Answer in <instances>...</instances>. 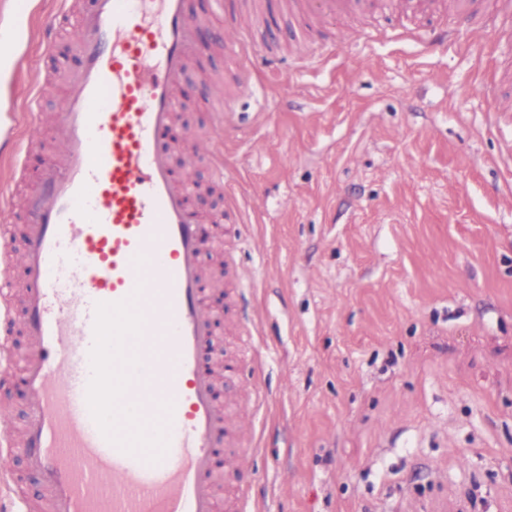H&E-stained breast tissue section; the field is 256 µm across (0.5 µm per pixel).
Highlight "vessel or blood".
Segmentation results:
<instances>
[{
	"instance_id": "vessel-or-blood-1",
	"label": "vessel or blood",
	"mask_w": 512,
	"mask_h": 512,
	"mask_svg": "<svg viewBox=\"0 0 512 512\" xmlns=\"http://www.w3.org/2000/svg\"><path fill=\"white\" fill-rule=\"evenodd\" d=\"M188 0H96L75 43L85 65L58 114L65 144L28 209L20 316L0 280V370L30 340L20 440L45 512H219L231 418L203 352L214 336L201 252L207 234L177 176V84L203 55ZM512 38V0H490L468 33ZM13 217L0 193V265ZM147 380L142 399L132 384Z\"/></svg>"
}]
</instances>
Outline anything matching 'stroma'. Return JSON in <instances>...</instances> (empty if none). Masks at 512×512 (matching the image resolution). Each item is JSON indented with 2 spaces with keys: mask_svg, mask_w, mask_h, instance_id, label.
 Segmentation results:
<instances>
[{
  "mask_svg": "<svg viewBox=\"0 0 512 512\" xmlns=\"http://www.w3.org/2000/svg\"><path fill=\"white\" fill-rule=\"evenodd\" d=\"M252 2L227 13L194 0L208 51L178 88L191 172L239 217L202 264L257 278L229 288L214 341L240 366L223 381L227 405L260 402L258 449L225 468V505L244 482L264 512H512V79L498 99L483 91L512 66V43L427 49L399 38L422 18L391 0L372 32L352 17L301 40L282 0ZM94 7L0 0V41L29 11L0 72V189L16 216L0 277L16 283L23 214L62 150L56 114L82 67L74 32ZM231 26L257 68L230 103ZM228 106L239 127L214 134Z\"/></svg>",
  "mask_w": 512,
  "mask_h": 512,
  "instance_id": "1",
  "label": "stroma"
}]
</instances>
